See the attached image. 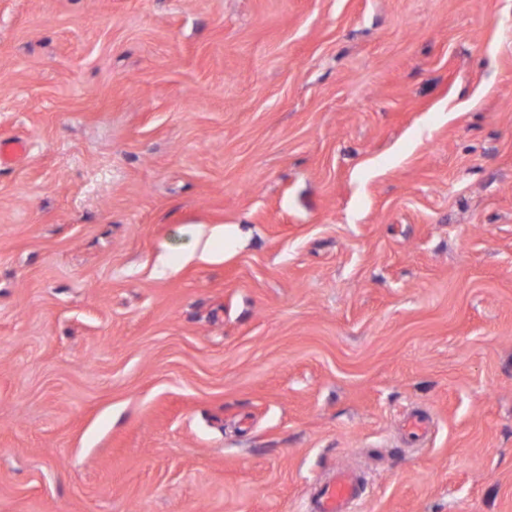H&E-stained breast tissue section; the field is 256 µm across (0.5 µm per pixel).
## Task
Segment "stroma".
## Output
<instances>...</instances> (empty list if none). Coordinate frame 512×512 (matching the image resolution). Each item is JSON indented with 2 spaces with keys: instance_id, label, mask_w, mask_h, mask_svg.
I'll return each instance as SVG.
<instances>
[{
  "instance_id": "1",
  "label": "stroma",
  "mask_w": 512,
  "mask_h": 512,
  "mask_svg": "<svg viewBox=\"0 0 512 512\" xmlns=\"http://www.w3.org/2000/svg\"><path fill=\"white\" fill-rule=\"evenodd\" d=\"M0 138V512H512V0H0ZM362 493L357 474L338 470L330 480L315 487L314 512H350V505L360 500Z\"/></svg>"
}]
</instances>
